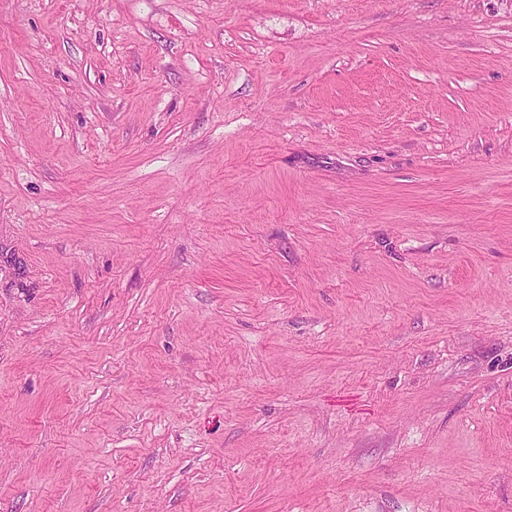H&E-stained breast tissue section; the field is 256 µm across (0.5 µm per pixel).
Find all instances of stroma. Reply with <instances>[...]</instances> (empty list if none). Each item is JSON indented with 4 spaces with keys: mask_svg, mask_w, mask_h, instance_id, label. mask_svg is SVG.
Wrapping results in <instances>:
<instances>
[{
    "mask_svg": "<svg viewBox=\"0 0 512 512\" xmlns=\"http://www.w3.org/2000/svg\"><path fill=\"white\" fill-rule=\"evenodd\" d=\"M0 512H512V0H0Z\"/></svg>",
    "mask_w": 512,
    "mask_h": 512,
    "instance_id": "1",
    "label": "stroma"
}]
</instances>
